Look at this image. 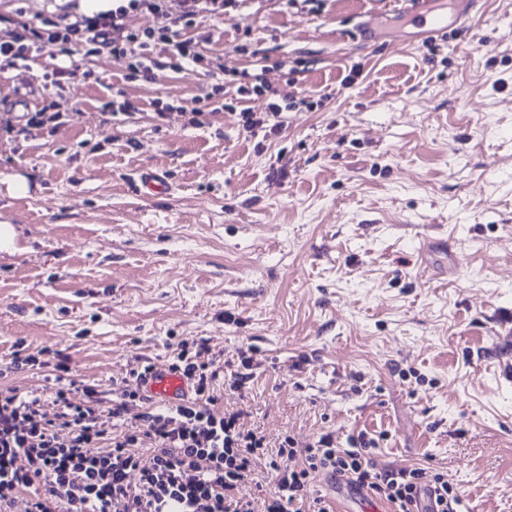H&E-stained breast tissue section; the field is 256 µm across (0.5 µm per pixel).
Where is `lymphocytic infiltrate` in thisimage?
<instances>
[{
  "label": "lymphocytic infiltrate",
  "mask_w": 512,
  "mask_h": 512,
  "mask_svg": "<svg viewBox=\"0 0 512 512\" xmlns=\"http://www.w3.org/2000/svg\"><path fill=\"white\" fill-rule=\"evenodd\" d=\"M244 0H112L110 10L62 15L49 42L65 45L52 71L55 84L68 82L79 62L106 49L129 62L132 75L149 76L148 50L168 40L181 61L200 55L184 38L181 21L205 13L223 16ZM145 10L153 27L129 31L130 13ZM176 371L194 395L178 404L148 407L142 432L118 431L119 421L138 397L120 389L116 400L71 378L58 385L53 415L40 397L0 393V512H12L19 492L30 491L27 512H329L314 477L326 474L356 492L384 500L390 512H415L422 488H431V512H457L460 494L432 468H376L369 449L339 448L322 435L303 448H279L268 468L277 491L256 498L242 491L265 447L245 428L239 410H220L211 391L216 376L207 346L194 356L178 353Z\"/></svg>",
  "instance_id": "lymphocytic-infiltrate-1"
}]
</instances>
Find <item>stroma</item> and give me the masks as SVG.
<instances>
[{"label": "stroma", "instance_id": "obj_1", "mask_svg": "<svg viewBox=\"0 0 512 512\" xmlns=\"http://www.w3.org/2000/svg\"><path fill=\"white\" fill-rule=\"evenodd\" d=\"M405 14L246 0L184 28L191 68L159 42L147 80L106 51L61 95L49 52L0 72L1 124L67 100L0 135V224L19 232L0 253V391L52 395L59 363L133 390L130 370L203 342L219 407L268 452L330 433L376 467L443 471L460 512H512V0L436 36ZM48 17L0 0V40ZM119 90L133 112L113 114ZM273 103L280 124L243 129ZM147 168L167 194L142 192ZM17 355L32 364L10 370Z\"/></svg>", "mask_w": 512, "mask_h": 512}]
</instances>
